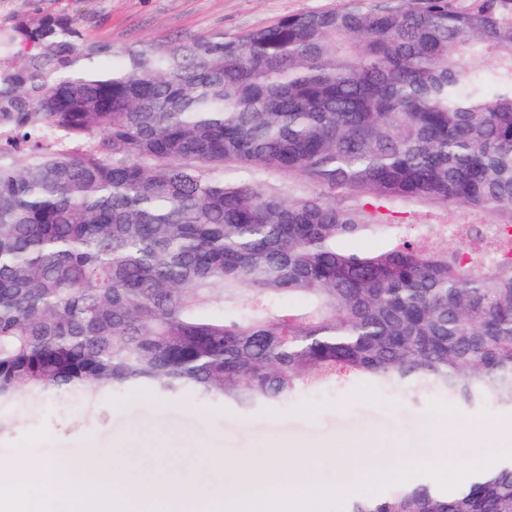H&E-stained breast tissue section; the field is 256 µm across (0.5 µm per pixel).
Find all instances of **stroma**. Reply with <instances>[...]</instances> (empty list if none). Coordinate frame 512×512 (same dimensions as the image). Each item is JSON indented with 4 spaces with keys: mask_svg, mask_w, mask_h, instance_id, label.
<instances>
[{
    "mask_svg": "<svg viewBox=\"0 0 512 512\" xmlns=\"http://www.w3.org/2000/svg\"><path fill=\"white\" fill-rule=\"evenodd\" d=\"M341 0H0V21L22 16L67 14L85 36L128 46L202 36L228 38L265 27L278 18L339 7ZM13 425L0 433V467L18 448L33 462L78 460L91 453L136 457L148 479L160 470L152 453L159 446L179 452L169 467L186 480L236 490V463L278 457L293 475L309 471L333 512L369 495V469L389 471L387 491L411 479L439 485L441 453L459 464L460 484L483 469L512 459V438L496 425L512 408L487 402L466 407L443 392L426 395L387 390L369 383L343 389L300 391L287 402L250 412L204 402L185 394L162 398L144 389L105 394L96 410L77 401L53 399L41 411L11 409ZM340 442L337 451L329 445ZM359 451H352V444ZM316 448L308 462L289 455L288 445Z\"/></svg>",
    "mask_w": 512,
    "mask_h": 512,
    "instance_id": "stroma-1",
    "label": "stroma"
}]
</instances>
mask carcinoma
Returning <instances> with one entry per match:
<instances>
[{"mask_svg": "<svg viewBox=\"0 0 512 512\" xmlns=\"http://www.w3.org/2000/svg\"><path fill=\"white\" fill-rule=\"evenodd\" d=\"M511 227L512 0L120 52L70 15L0 26V405L367 378L512 406ZM347 512H512V462Z\"/></svg>", "mask_w": 512, "mask_h": 512, "instance_id": "carcinoma-1", "label": "carcinoma"}]
</instances>
